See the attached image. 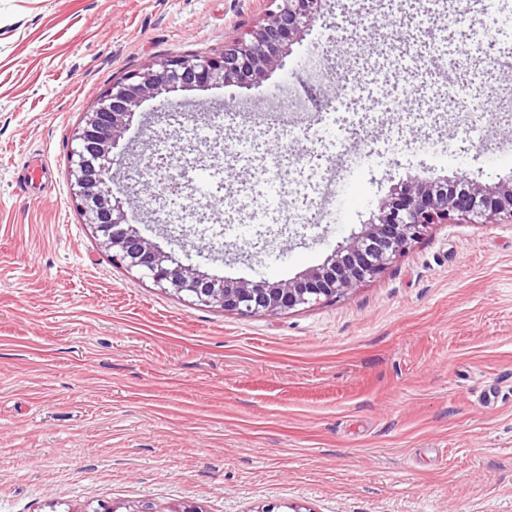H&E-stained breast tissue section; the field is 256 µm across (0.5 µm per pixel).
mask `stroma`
<instances>
[{
    "instance_id": "35a3bbf8",
    "label": "stroma",
    "mask_w": 512,
    "mask_h": 512,
    "mask_svg": "<svg viewBox=\"0 0 512 512\" xmlns=\"http://www.w3.org/2000/svg\"><path fill=\"white\" fill-rule=\"evenodd\" d=\"M349 0L246 89L144 100L114 150L113 187L157 153L187 160L182 190L141 234L216 278H295L360 232L411 177L512 179V124L463 130L429 95L506 97L474 46L512 54V17L488 0H362L361 22L403 23L411 55L381 78L402 112L330 105L318 50ZM266 0H0V512H512V223L439 224L379 277L276 316L196 304L112 261L84 224L68 170L73 136L112 83L151 60L220 51ZM457 25H449V17ZM306 96L324 123L259 135ZM187 108V130L164 122ZM249 140L257 156L238 155ZM43 154L51 179L29 183Z\"/></svg>"
}]
</instances>
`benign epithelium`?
I'll list each match as a JSON object with an SVG mask.
<instances>
[{
    "label": "benign epithelium",
    "instance_id": "benign-epithelium-1",
    "mask_svg": "<svg viewBox=\"0 0 512 512\" xmlns=\"http://www.w3.org/2000/svg\"><path fill=\"white\" fill-rule=\"evenodd\" d=\"M268 2L274 8L266 9L252 29L225 43L221 52L155 60L112 83L97 107L84 113L74 136L70 188L84 223L101 235L112 259L202 305L241 316H274L333 300L376 278L435 224L512 223V181L487 187L467 179L409 178L393 188L360 233L338 243L323 264L273 283L213 278L143 237L124 209L135 196L122 199L112 189L113 148L147 98L210 85H259L273 69L284 66L291 46L321 17L323 0Z\"/></svg>",
    "mask_w": 512,
    "mask_h": 512
}]
</instances>
